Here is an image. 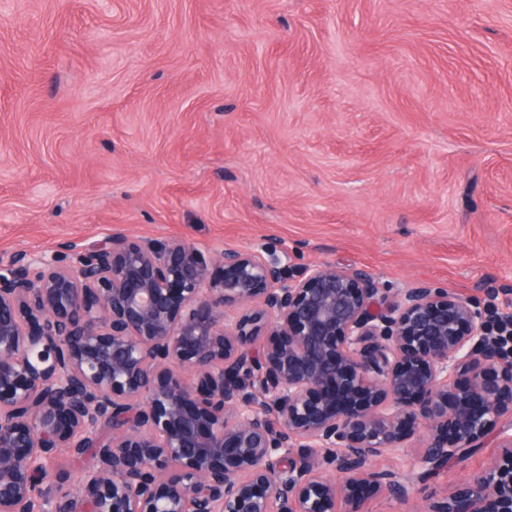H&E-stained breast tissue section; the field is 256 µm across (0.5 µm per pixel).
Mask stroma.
<instances>
[{
	"instance_id": "35a3bbf8",
	"label": "stroma",
	"mask_w": 512,
	"mask_h": 512,
	"mask_svg": "<svg viewBox=\"0 0 512 512\" xmlns=\"http://www.w3.org/2000/svg\"><path fill=\"white\" fill-rule=\"evenodd\" d=\"M512 286V0H0V259L111 235ZM376 469L418 506L495 459Z\"/></svg>"
}]
</instances>
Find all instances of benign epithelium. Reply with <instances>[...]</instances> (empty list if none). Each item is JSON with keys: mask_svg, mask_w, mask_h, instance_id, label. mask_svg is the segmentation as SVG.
I'll return each instance as SVG.
<instances>
[{"mask_svg": "<svg viewBox=\"0 0 512 512\" xmlns=\"http://www.w3.org/2000/svg\"><path fill=\"white\" fill-rule=\"evenodd\" d=\"M489 310L271 248L109 236L0 259V512H360L499 427L502 453L423 512H512V347ZM282 340L258 346L262 331ZM60 448L81 479L54 488Z\"/></svg>", "mask_w": 512, "mask_h": 512, "instance_id": "obj_1", "label": "benign epithelium"}]
</instances>
